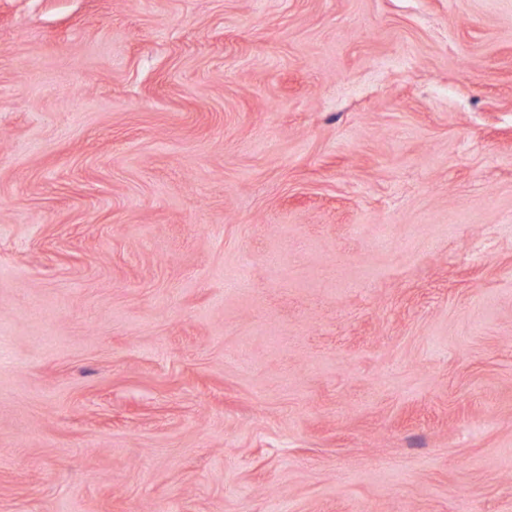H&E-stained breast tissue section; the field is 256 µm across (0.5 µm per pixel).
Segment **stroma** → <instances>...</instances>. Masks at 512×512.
Wrapping results in <instances>:
<instances>
[{"instance_id":"obj_1","label":"stroma","mask_w":512,"mask_h":512,"mask_svg":"<svg viewBox=\"0 0 512 512\" xmlns=\"http://www.w3.org/2000/svg\"><path fill=\"white\" fill-rule=\"evenodd\" d=\"M0 512H512V0H0Z\"/></svg>"}]
</instances>
